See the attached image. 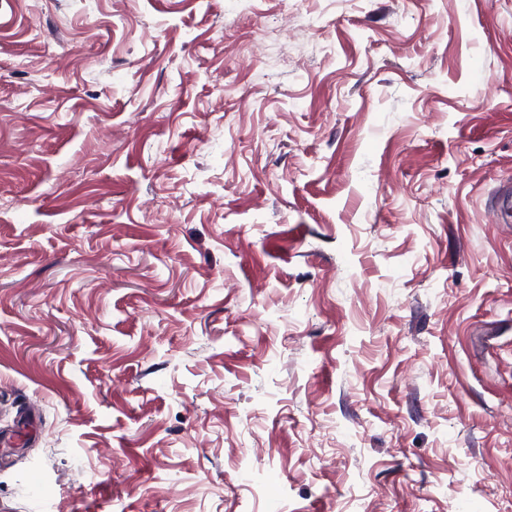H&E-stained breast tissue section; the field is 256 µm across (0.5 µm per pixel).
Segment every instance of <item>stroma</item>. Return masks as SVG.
Here are the masks:
<instances>
[{
    "instance_id": "obj_1",
    "label": "stroma",
    "mask_w": 512,
    "mask_h": 512,
    "mask_svg": "<svg viewBox=\"0 0 512 512\" xmlns=\"http://www.w3.org/2000/svg\"><path fill=\"white\" fill-rule=\"evenodd\" d=\"M0 512H512V0H0Z\"/></svg>"
}]
</instances>
